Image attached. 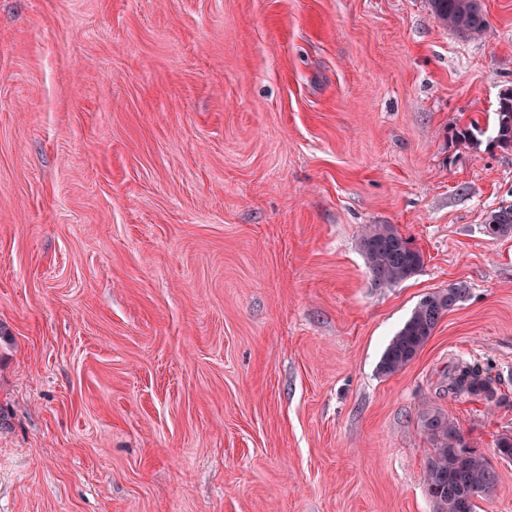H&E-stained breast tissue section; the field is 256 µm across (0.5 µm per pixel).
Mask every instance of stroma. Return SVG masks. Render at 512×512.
I'll use <instances>...</instances> for the list:
<instances>
[{"label":"stroma","instance_id":"35a3bbf8","mask_svg":"<svg viewBox=\"0 0 512 512\" xmlns=\"http://www.w3.org/2000/svg\"><path fill=\"white\" fill-rule=\"evenodd\" d=\"M482 7L469 39L426 0H0V512H435L429 408L512 512V0ZM372 224L424 255L390 288ZM461 359L497 401L449 395ZM510 95V97H508ZM501 97H507L509 103L504 102ZM495 137L493 142L500 148L512 150V90L501 93L496 108ZM485 232L492 238L512 234V204L500 206L489 212L484 225ZM468 291L467 286L460 282L425 295L388 344L380 361V373L392 375L406 367L432 336L441 317L462 303Z\"/></svg>","mask_w":512,"mask_h":512}]
</instances>
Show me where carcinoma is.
<instances>
[{"instance_id": "obj_1", "label": "carcinoma", "mask_w": 512, "mask_h": 512, "mask_svg": "<svg viewBox=\"0 0 512 512\" xmlns=\"http://www.w3.org/2000/svg\"><path fill=\"white\" fill-rule=\"evenodd\" d=\"M428 5L440 22L464 37L487 32L483 9L474 5L473 0H428ZM493 142L504 150H512V96L506 102L498 100ZM484 228L492 238L511 235L512 204L490 211ZM360 249L372 282L381 288L407 280L424 262L422 252L411 246L392 224L369 226L361 237ZM467 295L468 288L461 282L425 295L388 344L380 361V373L392 375L406 367L432 336L441 317ZM448 392L488 402L497 397L491 377L480 364L469 362L454 366ZM422 419L434 445L425 467V488L437 512H475V498L491 492L496 482L495 471L481 453L466 443L447 414L428 409Z\"/></svg>"}]
</instances>
